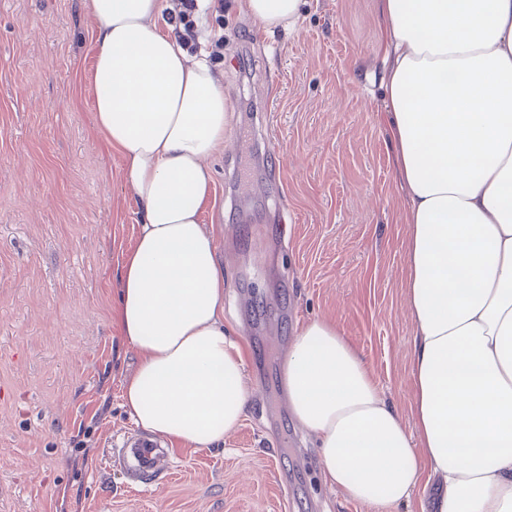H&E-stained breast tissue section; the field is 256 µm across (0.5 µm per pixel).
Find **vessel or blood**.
<instances>
[{"instance_id": "1", "label": "vessel or blood", "mask_w": 512, "mask_h": 512, "mask_svg": "<svg viewBox=\"0 0 512 512\" xmlns=\"http://www.w3.org/2000/svg\"><path fill=\"white\" fill-rule=\"evenodd\" d=\"M107 459L124 471L132 485H148L167 471L169 452L157 439L134 435L126 438L121 447L109 449Z\"/></svg>"}]
</instances>
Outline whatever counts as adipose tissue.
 <instances>
[{"instance_id": "1", "label": "adipose tissue", "mask_w": 512, "mask_h": 512, "mask_svg": "<svg viewBox=\"0 0 512 512\" xmlns=\"http://www.w3.org/2000/svg\"><path fill=\"white\" fill-rule=\"evenodd\" d=\"M383 124L405 198L406 303L415 325L407 431L336 326H302L281 366L324 482L398 505L429 483V512H512V0H378ZM302 0H245L267 28ZM167 0H84L97 22L92 115L138 208L118 261V326L139 355L122 400L171 444L209 448L254 388L224 329V266L201 222L207 160L223 145L220 77L160 32Z\"/></svg>"}]
</instances>
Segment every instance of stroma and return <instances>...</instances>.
I'll return each mask as SVG.
<instances>
[{"label":"stroma","mask_w":512,"mask_h":512,"mask_svg":"<svg viewBox=\"0 0 512 512\" xmlns=\"http://www.w3.org/2000/svg\"><path fill=\"white\" fill-rule=\"evenodd\" d=\"M202 19L193 52L224 84L227 137L243 140L209 158L219 204L202 222L256 392L223 444L171 447L170 473L134 487L105 466L137 430L121 399L137 355L115 309L138 214L92 120L96 22L82 0H0V512H375L324 483L284 403L283 356L316 318L413 422L408 227L380 117L377 0H304L289 31L265 30L239 0Z\"/></svg>","instance_id":"1"}]
</instances>
